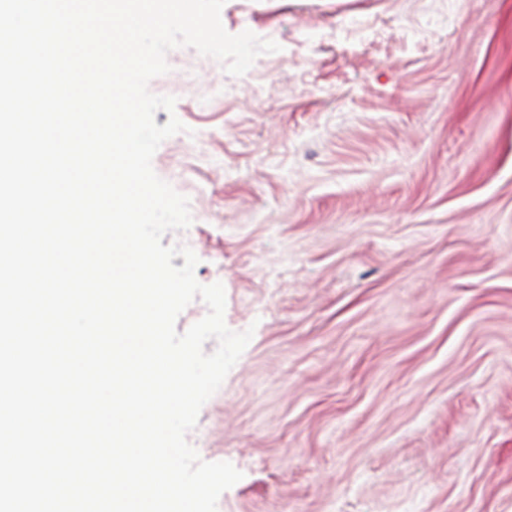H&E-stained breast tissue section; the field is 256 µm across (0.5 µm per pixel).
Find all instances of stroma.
<instances>
[{"instance_id": "35a3bbf8", "label": "stroma", "mask_w": 512, "mask_h": 512, "mask_svg": "<svg viewBox=\"0 0 512 512\" xmlns=\"http://www.w3.org/2000/svg\"><path fill=\"white\" fill-rule=\"evenodd\" d=\"M221 19L279 52L149 84L195 277L254 331L187 435L243 474L218 512H512V0Z\"/></svg>"}]
</instances>
